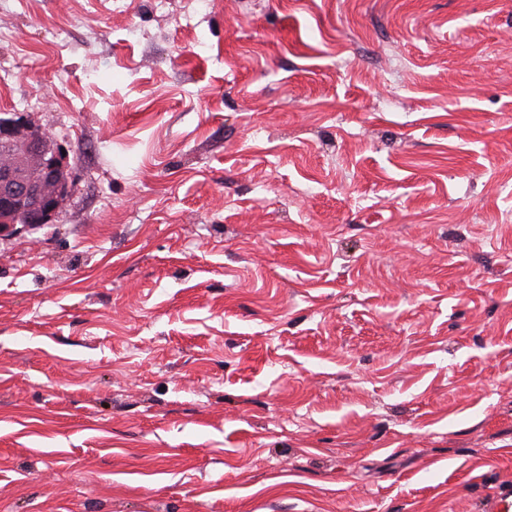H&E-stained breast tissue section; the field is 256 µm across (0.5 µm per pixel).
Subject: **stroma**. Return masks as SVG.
<instances>
[{"mask_svg":"<svg viewBox=\"0 0 512 512\" xmlns=\"http://www.w3.org/2000/svg\"><path fill=\"white\" fill-rule=\"evenodd\" d=\"M73 193L0 242V512H484L512 484V0H0Z\"/></svg>","mask_w":512,"mask_h":512,"instance_id":"stroma-1","label":"stroma"}]
</instances>
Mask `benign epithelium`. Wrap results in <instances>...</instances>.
<instances>
[{
  "mask_svg": "<svg viewBox=\"0 0 512 512\" xmlns=\"http://www.w3.org/2000/svg\"><path fill=\"white\" fill-rule=\"evenodd\" d=\"M71 192L66 156L49 130L0 114V240L52 222Z\"/></svg>",
  "mask_w": 512,
  "mask_h": 512,
  "instance_id": "benign-epithelium-1",
  "label": "benign epithelium"
}]
</instances>
